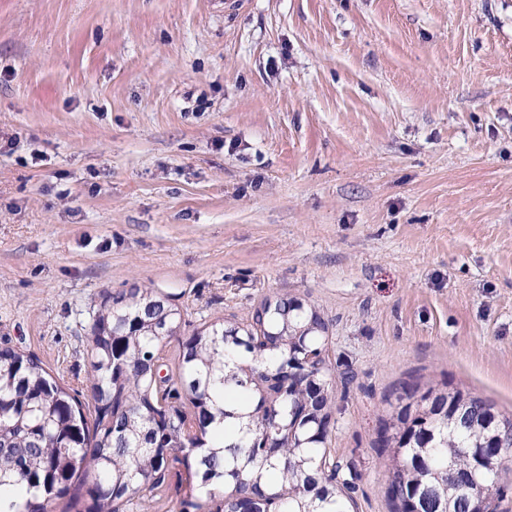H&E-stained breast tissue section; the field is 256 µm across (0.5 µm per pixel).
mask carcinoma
Instances as JSON below:
<instances>
[{
    "instance_id": "obj_1",
    "label": "carcinoma",
    "mask_w": 512,
    "mask_h": 512,
    "mask_svg": "<svg viewBox=\"0 0 512 512\" xmlns=\"http://www.w3.org/2000/svg\"><path fill=\"white\" fill-rule=\"evenodd\" d=\"M182 321L177 298L153 288L102 296L86 336L92 419L38 357L0 348V495L25 496L0 498V512H48L66 496L120 512L172 481L189 484L180 512H353L360 474L328 448L329 321L282 297L187 336ZM425 391V403L396 396L379 438L394 512H501L512 416L446 382Z\"/></svg>"
}]
</instances>
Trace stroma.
<instances>
[{"mask_svg": "<svg viewBox=\"0 0 512 512\" xmlns=\"http://www.w3.org/2000/svg\"><path fill=\"white\" fill-rule=\"evenodd\" d=\"M135 285L186 335L314 306L330 448L392 512L403 384L512 413V0H0V347L80 387Z\"/></svg>", "mask_w": 512, "mask_h": 512, "instance_id": "35a3bbf8", "label": "stroma"}]
</instances>
